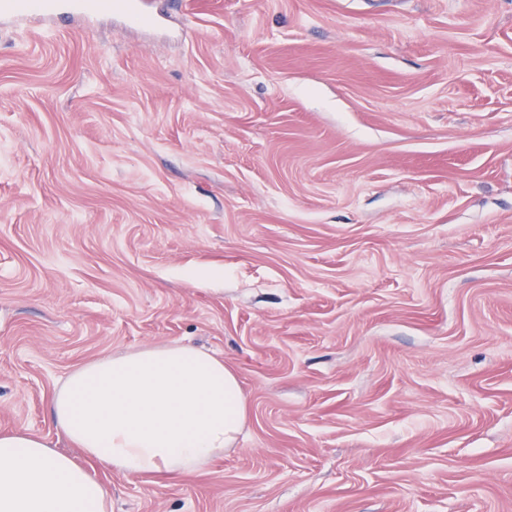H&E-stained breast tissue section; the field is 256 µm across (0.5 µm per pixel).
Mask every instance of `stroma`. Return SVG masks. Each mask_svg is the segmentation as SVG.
Listing matches in <instances>:
<instances>
[{
	"instance_id": "stroma-1",
	"label": "stroma",
	"mask_w": 512,
	"mask_h": 512,
	"mask_svg": "<svg viewBox=\"0 0 512 512\" xmlns=\"http://www.w3.org/2000/svg\"><path fill=\"white\" fill-rule=\"evenodd\" d=\"M0 17V429L180 341L236 445L111 512H512V0Z\"/></svg>"
}]
</instances>
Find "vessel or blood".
Returning <instances> with one entry per match:
<instances>
[{"label": "vessel or blood", "mask_w": 512, "mask_h": 512, "mask_svg": "<svg viewBox=\"0 0 512 512\" xmlns=\"http://www.w3.org/2000/svg\"><path fill=\"white\" fill-rule=\"evenodd\" d=\"M125 10L127 17L135 23L157 26L160 16L149 6L148 0H40L38 6L25 8L21 0H0V15L24 19L38 17L51 20L61 15L86 17L96 15L109 8Z\"/></svg>", "instance_id": "b4317fda"}]
</instances>
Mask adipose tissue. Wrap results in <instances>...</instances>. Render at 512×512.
Instances as JSON below:
<instances>
[{
    "label": "adipose tissue",
    "instance_id": "obj_1",
    "mask_svg": "<svg viewBox=\"0 0 512 512\" xmlns=\"http://www.w3.org/2000/svg\"><path fill=\"white\" fill-rule=\"evenodd\" d=\"M247 399L222 358L179 342L88 363L51 401L60 437L143 480L199 473L242 431ZM86 468L24 430L0 431V512H108Z\"/></svg>",
    "mask_w": 512,
    "mask_h": 512
}]
</instances>
